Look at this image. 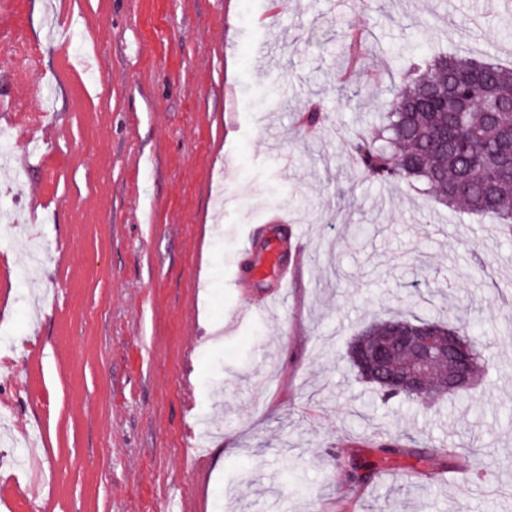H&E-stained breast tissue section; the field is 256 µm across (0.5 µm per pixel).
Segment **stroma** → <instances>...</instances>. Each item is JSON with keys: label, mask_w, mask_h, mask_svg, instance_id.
<instances>
[{"label": "stroma", "mask_w": 512, "mask_h": 512, "mask_svg": "<svg viewBox=\"0 0 512 512\" xmlns=\"http://www.w3.org/2000/svg\"><path fill=\"white\" fill-rule=\"evenodd\" d=\"M0 15V107L57 129L34 150L18 128L0 187L15 207L0 227V512H512V240L347 156L401 53L511 67L506 7L0 0ZM354 25L370 41L356 97L339 79ZM21 41L37 51L24 78ZM316 100L331 128L300 136ZM274 251L284 291L254 272ZM450 271L487 379L359 417L374 391L348 343Z\"/></svg>", "instance_id": "1"}]
</instances>
